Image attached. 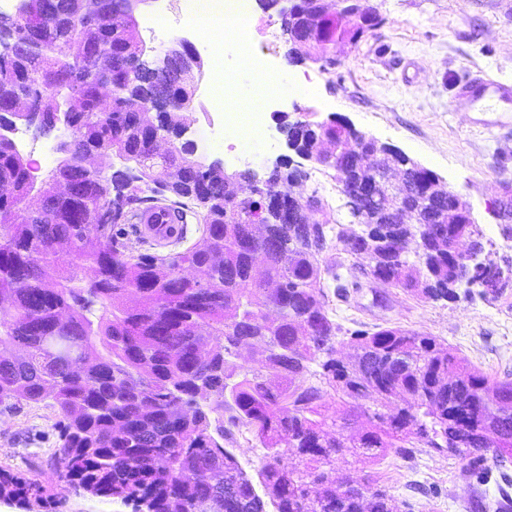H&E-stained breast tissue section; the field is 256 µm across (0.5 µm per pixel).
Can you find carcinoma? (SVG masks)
<instances>
[{
  "label": "carcinoma",
  "mask_w": 512,
  "mask_h": 512,
  "mask_svg": "<svg viewBox=\"0 0 512 512\" xmlns=\"http://www.w3.org/2000/svg\"><path fill=\"white\" fill-rule=\"evenodd\" d=\"M131 0H96L99 23L79 26L87 0H20L28 35L0 82V408L47 402L59 417L58 479L134 512H400L379 484L336 479L344 453L370 463L415 448L448 449L467 462L473 490L495 481L483 512L512 508V379L492 378L436 337L390 325L343 329L327 310L322 274L347 300L361 277L427 301L460 298L483 269L464 244L489 257L484 233L448 195L428 197L413 224H395L389 200L372 203L373 232L352 233L336 210H297L281 221L265 196H287L284 166L258 191L248 171L203 173L194 150L160 148L183 122L192 91L177 61L161 75L128 63L144 54ZM352 20L336 0H292L308 16L290 30L287 58L307 60L310 41L334 49L380 23L371 0ZM70 55L78 70L60 69ZM57 87L48 112L65 107L71 152L40 185L9 136L29 81ZM148 95L171 99L160 121ZM296 139L315 172L352 188L365 162L373 180L388 167L343 120L307 112ZM108 152H91L94 146ZM116 157L136 175L103 176L92 163ZM408 202L437 174L408 155L395 159ZM164 200L176 210L172 243L187 218L202 243L165 255L135 218ZM334 245L366 266L321 265ZM242 344L261 347L259 367L237 362ZM353 350L336 358V345ZM318 362V369L309 364ZM248 433L264 450L254 473L232 446ZM0 499L24 509L48 503L37 479L0 469Z\"/></svg>",
  "instance_id": "cac0c4a2"
}]
</instances>
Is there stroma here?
<instances>
[{
	"mask_svg": "<svg viewBox=\"0 0 512 512\" xmlns=\"http://www.w3.org/2000/svg\"><path fill=\"white\" fill-rule=\"evenodd\" d=\"M382 22L360 42L341 44L332 68L288 63L284 40L276 42L279 73L309 78V92L284 102L270 116L288 123L303 112L319 120L336 116L387 142L435 172L463 196L498 256L512 257L492 202L502 181L512 182V113L473 112L457 100L455 85L472 69L512 82V0H373ZM209 73L194 75L195 94L186 113V140L225 111L251 108L250 91L264 82L243 70L238 97L224 102L208 90ZM64 129L41 135L18 124L14 139L38 178H46L63 155L56 149ZM54 151L44 161L42 148ZM328 311L343 327L396 324L428 333L452 346L469 363L493 377L512 375V294L490 302L463 297L422 302L401 289L366 283L341 301L325 281ZM58 418L46 403L22 404L0 412V468L49 487L53 512H134L132 506L92 497L58 480L54 452ZM466 463L448 451L419 448L408 458L388 456L356 469L379 480L412 512H471L473 492L464 479Z\"/></svg>",
	"mask_w": 512,
	"mask_h": 512,
	"instance_id": "stroma-1",
	"label": "stroma"
}]
</instances>
